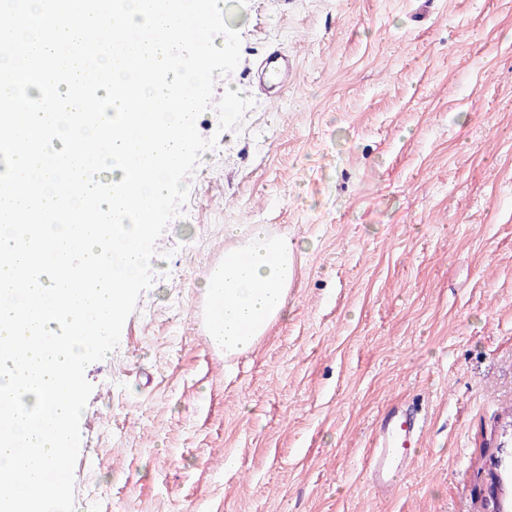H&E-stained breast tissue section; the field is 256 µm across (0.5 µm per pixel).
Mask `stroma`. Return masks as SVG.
<instances>
[{
    "instance_id": "35a3bbf8",
    "label": "stroma",
    "mask_w": 512,
    "mask_h": 512,
    "mask_svg": "<svg viewBox=\"0 0 512 512\" xmlns=\"http://www.w3.org/2000/svg\"><path fill=\"white\" fill-rule=\"evenodd\" d=\"M254 101L156 243L153 286L85 370L74 512H493L512 501V0H226ZM286 90L251 83L270 50ZM235 225L227 235L226 225ZM290 239L288 316L225 358L192 322L253 225ZM391 404L425 417L378 493Z\"/></svg>"
}]
</instances>
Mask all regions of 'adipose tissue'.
<instances>
[{
    "label": "adipose tissue",
    "mask_w": 512,
    "mask_h": 512,
    "mask_svg": "<svg viewBox=\"0 0 512 512\" xmlns=\"http://www.w3.org/2000/svg\"><path fill=\"white\" fill-rule=\"evenodd\" d=\"M245 249L248 262L227 251L204 284L221 288L224 355L247 353L269 326L288 315V292L296 277L294 249L288 239L270 236L265 225H253Z\"/></svg>",
    "instance_id": "ef3b65f1"
}]
</instances>
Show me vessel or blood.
Segmentation results:
<instances>
[{"label": "vessel or blood", "mask_w": 512, "mask_h": 512, "mask_svg": "<svg viewBox=\"0 0 512 512\" xmlns=\"http://www.w3.org/2000/svg\"><path fill=\"white\" fill-rule=\"evenodd\" d=\"M219 305L220 297L216 294L207 295L199 302L194 322L206 333H214L219 328ZM418 440V419L414 414L394 407L385 410L378 420L365 462L376 489L391 486L395 476L412 459Z\"/></svg>", "instance_id": "1"}]
</instances>
